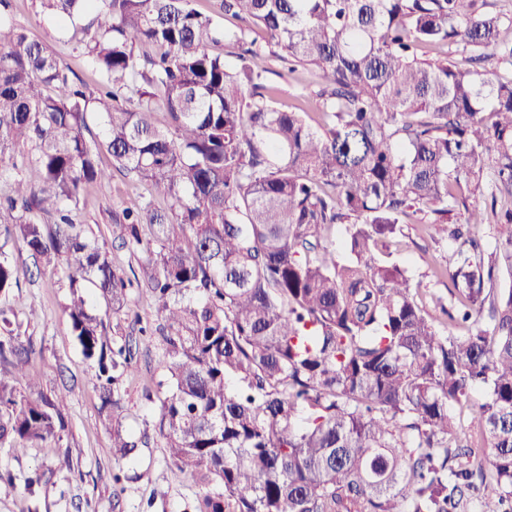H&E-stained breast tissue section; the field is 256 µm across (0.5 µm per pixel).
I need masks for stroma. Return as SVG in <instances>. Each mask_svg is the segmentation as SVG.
<instances>
[{
    "label": "stroma",
    "mask_w": 512,
    "mask_h": 512,
    "mask_svg": "<svg viewBox=\"0 0 512 512\" xmlns=\"http://www.w3.org/2000/svg\"><path fill=\"white\" fill-rule=\"evenodd\" d=\"M9 17L30 38L48 45L72 79L82 80L88 92L98 93L99 77L82 46L69 40L65 30L40 12L38 0H10ZM258 68L267 72V84L275 90V104L284 111L305 110L308 123L316 129L324 125L318 109L308 102L318 78L313 70L288 71L275 57L256 58ZM142 187L122 173H114L105 189L88 188L77 211V221L93 232L114 263L123 269H138L144 254H130L117 249L112 240L113 217L122 209L140 203ZM455 247L452 240H432L421 224H408L404 234L388 245L392 261L403 266L419 285V298L432 314L452 306L451 281L441 274L446 258ZM6 250L15 267L18 288L0 296V303L11 306L21 323L20 340L32 344L35 354L29 365L45 393L59 389L69 392L62 439L12 455L0 449V474L11 475L15 487L0 494V512H191L198 487L188 477L175 481L168 467L169 452L156 433L159 400L156 383L159 344L140 347L133 375L120 386L123 411L121 422L133 436L146 437L132 466L136 480L124 483L121 494H114V474L119 466L112 458V428L100 411L101 402L90 378L91 368L83 360L80 347L71 333L64 306L68 289L61 272L37 273L21 244H8ZM36 307L39 317L27 322L29 307ZM40 474L41 483L28 491L25 480ZM168 491L166 498H156L157 488Z\"/></svg>",
    "instance_id": "stroma-1"
}]
</instances>
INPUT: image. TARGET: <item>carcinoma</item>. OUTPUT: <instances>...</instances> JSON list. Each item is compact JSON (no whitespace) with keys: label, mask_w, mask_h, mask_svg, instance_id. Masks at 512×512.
Returning a JSON list of instances; mask_svg holds the SVG:
<instances>
[{"label":"carcinoma","mask_w":512,"mask_h":512,"mask_svg":"<svg viewBox=\"0 0 512 512\" xmlns=\"http://www.w3.org/2000/svg\"><path fill=\"white\" fill-rule=\"evenodd\" d=\"M38 2L71 25L103 96L0 14V231L61 270L115 460L139 445L111 417L134 352L110 318L130 315L135 283L161 320L155 428L173 477L198 484L192 512H468L483 495L512 512V17L479 0H219L245 22L221 30L192 0ZM255 28L319 77L322 131L274 105ZM221 40L234 69L209 50ZM443 45L465 64L420 58ZM104 153L148 193L112 225L147 254L130 278L73 219L110 182ZM487 201L490 252L472 233ZM417 214L458 242L445 331L376 254ZM16 284L1 245L0 294ZM11 314L0 306V447L17 454L61 440L66 395L27 374L35 350ZM452 405L473 406L484 455L455 439Z\"/></svg>","instance_id":"1"}]
</instances>
